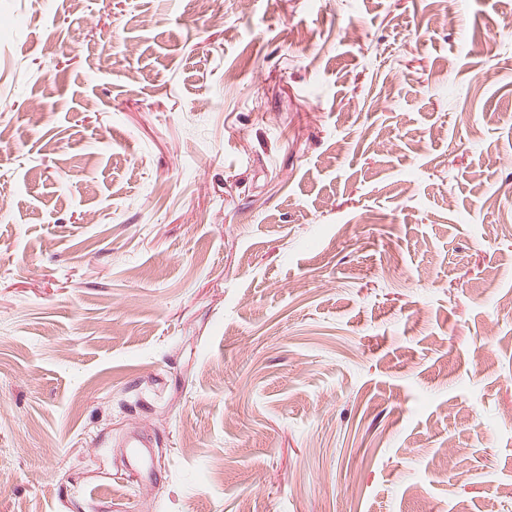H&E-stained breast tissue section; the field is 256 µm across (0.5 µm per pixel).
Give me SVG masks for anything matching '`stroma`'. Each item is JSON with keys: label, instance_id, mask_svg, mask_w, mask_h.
<instances>
[{"label": "stroma", "instance_id": "35a3bbf8", "mask_svg": "<svg viewBox=\"0 0 512 512\" xmlns=\"http://www.w3.org/2000/svg\"><path fill=\"white\" fill-rule=\"evenodd\" d=\"M214 8L0 0V512H512V0ZM151 442L146 437L134 436L128 439L125 447L128 448L127 463L132 469L150 472V463L147 449L151 448Z\"/></svg>", "mask_w": 512, "mask_h": 512}]
</instances>
